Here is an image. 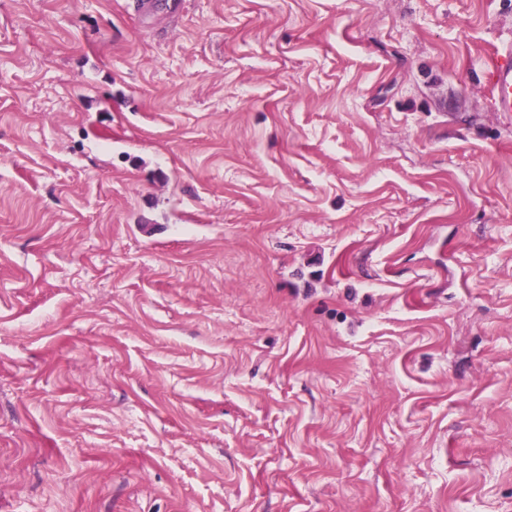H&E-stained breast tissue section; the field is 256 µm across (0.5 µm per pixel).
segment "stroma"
Returning <instances> with one entry per match:
<instances>
[{
	"label": "stroma",
	"mask_w": 512,
	"mask_h": 512,
	"mask_svg": "<svg viewBox=\"0 0 512 512\" xmlns=\"http://www.w3.org/2000/svg\"><path fill=\"white\" fill-rule=\"evenodd\" d=\"M0 0V512H512V0ZM489 90L495 111L512 112V51H497L487 61Z\"/></svg>",
	"instance_id": "35a3bbf8"
}]
</instances>
